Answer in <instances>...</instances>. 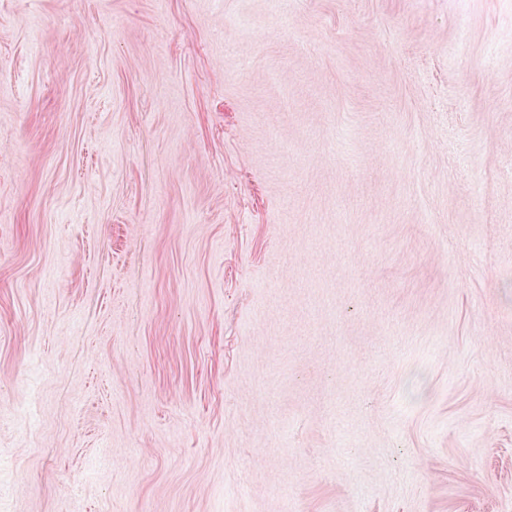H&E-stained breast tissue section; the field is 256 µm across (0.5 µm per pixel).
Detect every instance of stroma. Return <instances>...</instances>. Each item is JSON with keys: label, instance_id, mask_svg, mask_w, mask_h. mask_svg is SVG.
Returning a JSON list of instances; mask_svg holds the SVG:
<instances>
[{"label": "stroma", "instance_id": "35a3bbf8", "mask_svg": "<svg viewBox=\"0 0 512 512\" xmlns=\"http://www.w3.org/2000/svg\"><path fill=\"white\" fill-rule=\"evenodd\" d=\"M0 512H512V0H0Z\"/></svg>", "mask_w": 512, "mask_h": 512}]
</instances>
